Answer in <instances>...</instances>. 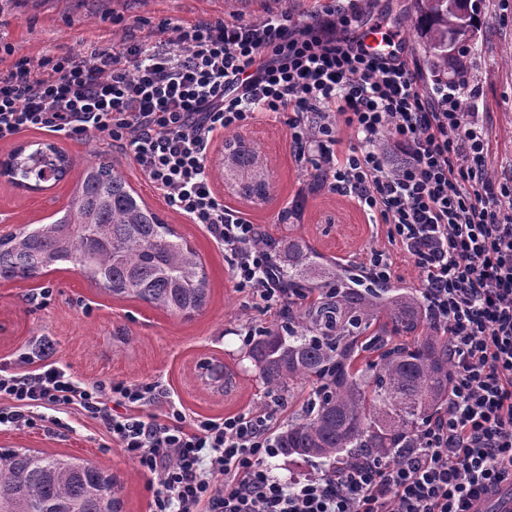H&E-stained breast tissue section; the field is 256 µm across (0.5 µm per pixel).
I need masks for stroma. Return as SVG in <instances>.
I'll list each match as a JSON object with an SVG mask.
<instances>
[{
    "instance_id": "stroma-1",
    "label": "stroma",
    "mask_w": 512,
    "mask_h": 512,
    "mask_svg": "<svg viewBox=\"0 0 512 512\" xmlns=\"http://www.w3.org/2000/svg\"><path fill=\"white\" fill-rule=\"evenodd\" d=\"M327 0H0V42L11 45L15 57L39 62L88 48L118 50L155 29L163 21L191 23L227 14L256 21L280 12L297 24L308 22ZM411 0H358L352 26L363 32L382 25L401 37L409 65L425 68L424 50L410 29ZM478 29L469 45L467 63L472 94L470 109L486 130V165L490 177L512 185V0H475ZM263 154L271 178V197L256 205L233 194L217 167L209 174L225 205L262 225L268 237L280 241L302 238L338 264L364 268L370 252L389 253L394 260L391 285L421 288L413 262L388 239L385 225L373 223L349 196L313 187L288 149V127L282 115H270L245 127ZM52 142L76 162L66 178L39 193L11 184L0 176V223L13 229L49 224L66 209L79 178V162L97 151L123 169L129 183L153 210L200 255L209 278V302L191 320L170 315L133 298L118 299L102 292L71 265L64 264L28 280L0 281V365H11L17 350L49 340L56 359L85 381H161L170 386L190 415L222 417L261 409L268 401L254 365L237 334L253 322H279L278 312L256 307L238 291L227 259L198 226L168 208L137 171L130 155L113 150L99 134L72 140L47 131H28L0 142V160L20 145ZM291 209L287 223L278 214ZM50 289L47 306L35 298ZM204 359L223 362L234 376L228 393L205 387L198 374ZM30 448L51 455H73L94 462L115 475L122 485L123 512H150V475L103 438L94 424L72 414L66 427L46 425L0 430V448Z\"/></svg>"
}]
</instances>
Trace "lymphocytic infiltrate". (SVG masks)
Wrapping results in <instances>:
<instances>
[{
    "label": "lymphocytic infiltrate",
    "mask_w": 512,
    "mask_h": 512,
    "mask_svg": "<svg viewBox=\"0 0 512 512\" xmlns=\"http://www.w3.org/2000/svg\"><path fill=\"white\" fill-rule=\"evenodd\" d=\"M355 8L330 0L306 25L285 15L161 23L112 53H65L0 68V142L29 130L94 131L130 153L166 205L202 225L229 260L236 288L263 310L287 288L260 225L225 205L206 172L215 131L286 115L289 150L317 183L379 216L418 269L426 311L447 336V407L399 457L367 455L281 479L280 404L188 419L161 382H82L46 350L0 368V427H35L37 409L98 421L113 447L156 475L151 512H470L512 489V188L486 169L483 127L458 97L435 99L400 55L369 53L350 29ZM357 141L336 153V128ZM389 131L405 163L378 141ZM166 402L163 415L151 406Z\"/></svg>",
    "instance_id": "1"
}]
</instances>
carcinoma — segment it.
<instances>
[{"mask_svg":"<svg viewBox=\"0 0 512 512\" xmlns=\"http://www.w3.org/2000/svg\"><path fill=\"white\" fill-rule=\"evenodd\" d=\"M452 0H414L411 29L424 44L428 78L467 72L466 51L448 55L458 28ZM219 165L246 198L267 199L258 148L235 135ZM74 159L49 142L19 146L0 171L20 188L42 191ZM288 287L300 301L279 324L258 331L249 350L267 394L310 387L303 415L278 434L280 453L347 462L364 452L397 457L422 422L448 404V337L432 328L413 289L323 259L304 240L278 245ZM70 264L90 283L191 318L207 304L208 276L187 239L148 208L124 173L98 157L82 164L65 213L51 224L0 236V279L34 278ZM122 512L116 478L89 460L0 448V512Z\"/></svg>","mask_w":512,"mask_h":512,"instance_id":"carcinoma-1","label":"carcinoma"}]
</instances>
